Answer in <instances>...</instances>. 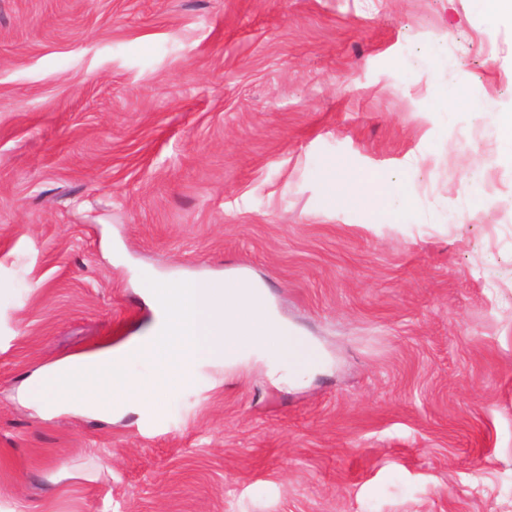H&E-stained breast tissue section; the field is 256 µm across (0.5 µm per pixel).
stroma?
<instances>
[{
  "mask_svg": "<svg viewBox=\"0 0 512 512\" xmlns=\"http://www.w3.org/2000/svg\"><path fill=\"white\" fill-rule=\"evenodd\" d=\"M505 112L475 0H0V512H512ZM239 276L312 358L25 400L149 331L145 279ZM336 204L342 206L357 205L365 200L378 202V191L368 183L357 178H342L337 180L332 189Z\"/></svg>",
  "mask_w": 512,
  "mask_h": 512,
  "instance_id": "stroma-1",
  "label": "stroma"
}]
</instances>
